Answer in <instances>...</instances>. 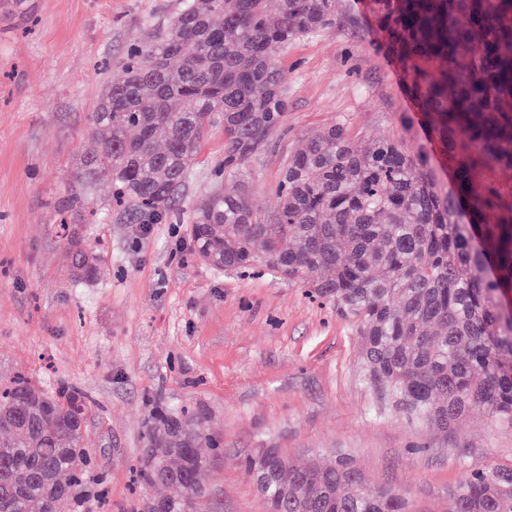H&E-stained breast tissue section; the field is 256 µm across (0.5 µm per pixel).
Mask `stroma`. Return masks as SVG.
Listing matches in <instances>:
<instances>
[{
  "instance_id": "stroma-1",
  "label": "stroma",
  "mask_w": 512,
  "mask_h": 512,
  "mask_svg": "<svg viewBox=\"0 0 512 512\" xmlns=\"http://www.w3.org/2000/svg\"><path fill=\"white\" fill-rule=\"evenodd\" d=\"M181 0H17L0 12V379L24 375L47 392L85 394L94 482L80 512H140L161 496L138 481L155 413H204L220 443L204 512H266L241 462L279 448L351 458L376 487L410 494L412 512H450L467 472L512 465V424L472 413L444 431L411 416L365 378L354 323L295 281L224 271L187 247L193 205L214 185L224 134L201 144L173 221L129 223L102 173L97 204L71 221L100 273L74 281L55 211L108 76L156 35ZM287 107L247 187L273 209L282 162L331 123L355 146L401 137L441 167L367 0H336V21L281 51Z\"/></svg>"
}]
</instances>
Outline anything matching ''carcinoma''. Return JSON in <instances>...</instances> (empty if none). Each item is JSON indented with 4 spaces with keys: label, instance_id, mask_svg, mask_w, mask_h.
<instances>
[{
    "label": "carcinoma",
    "instance_id": "cac0c4a2",
    "mask_svg": "<svg viewBox=\"0 0 512 512\" xmlns=\"http://www.w3.org/2000/svg\"><path fill=\"white\" fill-rule=\"evenodd\" d=\"M453 188L427 154L386 137L367 152L342 123L284 159L274 211L246 187L194 207L197 256L224 270L263 267L332 302L362 337L367 381L443 430L481 411L512 422V0H368ZM336 17V0H183L151 41L113 73L60 203L58 237L72 276L91 281L96 256L70 212L95 204L107 170L132 224H161L200 144L224 131L215 176L246 177L282 123L288 43ZM85 397L52 394L23 376L0 382V512H74L92 449L82 447ZM216 440L200 413L157 417L147 438V487L174 489L168 512H202ZM268 512H409L408 494L367 485L347 459L290 464L279 448L242 462ZM453 512H512V465L466 475Z\"/></svg>",
    "mask_w": 512,
    "mask_h": 512
}]
</instances>
